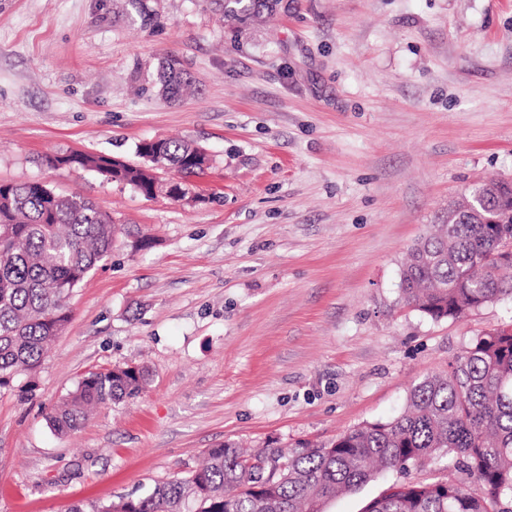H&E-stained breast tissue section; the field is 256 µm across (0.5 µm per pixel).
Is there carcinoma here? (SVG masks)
Listing matches in <instances>:
<instances>
[{
	"instance_id": "cac0c4a2",
	"label": "carcinoma",
	"mask_w": 512,
	"mask_h": 512,
	"mask_svg": "<svg viewBox=\"0 0 512 512\" xmlns=\"http://www.w3.org/2000/svg\"><path fill=\"white\" fill-rule=\"evenodd\" d=\"M222 17L242 25L272 13L282 0H211ZM160 90L170 99L190 84L177 60L161 62ZM163 164L180 174L197 168V147L157 142ZM74 166L113 174L145 197L157 191L141 168L112 172V157L73 152ZM500 198L441 214L411 249L401 283L404 301L427 317L459 318L483 304L512 297V185ZM116 225L85 197L60 195L41 182L0 183V391L33 375L49 344L69 320L66 298L112 248ZM147 372L137 366L87 372L50 415L55 431L76 429L101 405L141 393ZM439 456L465 478L402 482L370 501L368 512H512V328L476 337L448 370L416 384L407 409L387 423L354 428L333 442L301 445L291 456L263 450L247 455L231 443L206 451L183 477L155 484L141 497L76 506L72 512H323L337 494L355 491L377 472L407 473Z\"/></svg>"
}]
</instances>
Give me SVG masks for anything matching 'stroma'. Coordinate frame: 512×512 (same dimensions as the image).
Here are the masks:
<instances>
[{
  "mask_svg": "<svg viewBox=\"0 0 512 512\" xmlns=\"http://www.w3.org/2000/svg\"><path fill=\"white\" fill-rule=\"evenodd\" d=\"M122 5L0 0V182L81 194L118 227L32 394L0 393V512L141 496L227 441L332 442L512 325L510 297L435 321L400 291L440 212L512 181V0H288L247 26L206 0H150L147 23ZM166 56L193 82L176 101L153 84ZM164 138L209 155L193 201L45 162L134 163ZM126 365L148 373L137 398L51 428L89 370ZM66 154L71 155L74 167L84 169V167L88 166L92 169V171L100 173L101 175L109 178L104 174L106 172L110 175V180L112 181V157L80 152H70Z\"/></svg>",
  "mask_w": 512,
  "mask_h": 512,
  "instance_id": "obj_1",
  "label": "stroma"
}]
</instances>
